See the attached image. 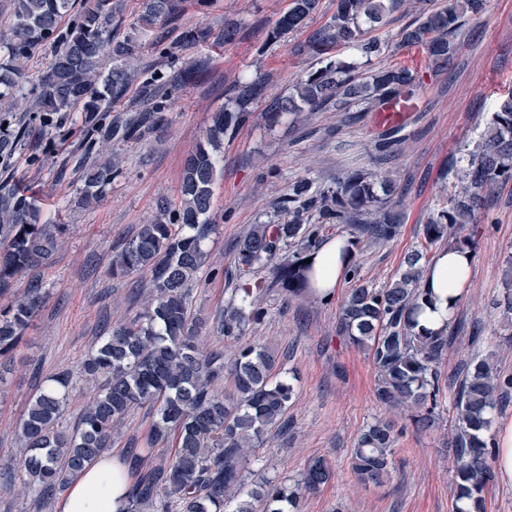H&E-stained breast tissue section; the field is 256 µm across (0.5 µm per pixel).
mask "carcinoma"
<instances>
[{
  "mask_svg": "<svg viewBox=\"0 0 512 512\" xmlns=\"http://www.w3.org/2000/svg\"><path fill=\"white\" fill-rule=\"evenodd\" d=\"M487 0H446L427 9L399 32V45L422 49L437 68L448 66L458 46L454 33L467 15L481 13ZM404 0H336V12L308 41L321 66L298 79L288 95L267 103L263 118L270 127L292 113L334 107L348 112L402 95L419 84L417 72L389 66L358 77L363 63L326 57L334 47H349L368 58L380 49L365 38V25L381 24L400 10ZM318 0H291V7L271 32L275 40L302 29ZM73 0H13L11 35L0 42V100H16L25 91V63L42 46L54 47L47 70L30 89L42 128L54 139L67 116L82 113V123L97 127V116L112 108L133 76L126 60L136 42L120 38L123 0H83L71 13ZM179 0H142L140 21L153 25L178 13ZM67 27L61 23L67 14ZM109 55L112 67L102 70ZM265 82L241 86L231 103L215 113L204 140L185 161L179 206L158 207L154 222L112 259V276L150 274L143 291V311L102 337L79 373L95 383L94 392L73 417L65 404L73 373L65 368L49 376L29 401L19 423L25 453L5 477L0 494L16 485L27 489L29 512H43L49 500L65 492L85 466L112 448L113 435L138 408L147 409L151 424L143 447L131 440L124 463L135 482L128 493V512H299L305 494L319 491L331 471L322 458L307 462L293 484L260 474L248 483V450L268 433L288 434V407L294 387L277 377L276 357L266 348L245 343L233 358L221 349L199 346L206 321L192 311V287L200 281L206 245L217 225L210 223L213 186L223 171L221 141L235 134L264 96ZM107 139L140 136L131 119L101 132ZM24 131L0 128V172L10 175V160ZM117 157L96 161L84 172L80 203L89 205L120 174ZM512 179V94L500 99L481 144L469 153L459 177L461 186L450 205L422 228L418 248L404 258L399 279L376 288L352 289L339 311L338 331L366 350L377 373V400L392 408L416 410L414 423L426 427L439 405V364L455 341L453 328L434 333L418 327L428 302L421 281L429 251L448 243L473 249L460 230L471 223L485 195ZM394 183L374 181L360 170H348L327 191L304 179L288 194V215L256 224L237 244V277L273 265L275 284L289 296L310 293L312 264L325 224L346 225L351 245L387 242L399 232L401 214L392 201ZM317 223H311L312 219ZM0 293L27 271L48 266L60 245L64 225L44 224L40 210L9 193L0 194ZM262 289L233 290L217 317V330L236 342L245 327L265 318ZM46 298L35 282L0 310V360L12 361L24 332ZM231 391L221 389L224 379ZM453 406L456 414L452 447L455 512H484L485 487L493 480L495 452L488 432L492 411L508 398L512 379L498 380L486 358L475 357L457 373ZM397 433L389 421L376 420L360 433L351 454V470L364 485L382 486L391 479L392 447Z\"/></svg>",
  "mask_w": 512,
  "mask_h": 512,
  "instance_id": "1",
  "label": "carcinoma"
}]
</instances>
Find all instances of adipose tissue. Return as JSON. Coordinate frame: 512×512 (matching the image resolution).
I'll use <instances>...</instances> for the list:
<instances>
[{
    "instance_id": "1",
    "label": "adipose tissue",
    "mask_w": 512,
    "mask_h": 512,
    "mask_svg": "<svg viewBox=\"0 0 512 512\" xmlns=\"http://www.w3.org/2000/svg\"><path fill=\"white\" fill-rule=\"evenodd\" d=\"M345 238L336 237L323 243L312 257L317 295L332 296L345 269L342 250ZM473 255L469 251H440L423 276L432 302L425 305L418 323L437 332L451 322L457 301L463 296L470 278ZM130 476L118 458L107 455L89 465L64 494L61 512H126Z\"/></svg>"
}]
</instances>
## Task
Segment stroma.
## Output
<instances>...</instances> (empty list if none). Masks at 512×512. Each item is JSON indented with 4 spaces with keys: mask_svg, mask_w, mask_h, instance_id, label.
Returning <instances> with one entry per match:
<instances>
[{
    "mask_svg": "<svg viewBox=\"0 0 512 512\" xmlns=\"http://www.w3.org/2000/svg\"><path fill=\"white\" fill-rule=\"evenodd\" d=\"M445 0H406L373 36L381 50L370 69L402 65L418 72L422 86L402 123L390 156L378 154L379 129L373 112L326 110L266 128L265 100L287 95L292 84L316 65L309 36L336 10V0H319L305 28L275 42L270 33L291 0H182L178 16L141 28L140 0H127L121 31L138 45L131 61L138 78L109 112L111 126L145 110L144 84L151 74L181 75L179 86L160 88L164 110L145 123L136 141L91 140L82 128L45 139L35 126L31 100L10 106V119L26 139L14 159L10 184L23 198L37 201L42 221L66 227L64 244L51 265L15 278L0 309L23 294L32 278L43 282L47 298L25 333L20 351L0 376V473L16 464L22 450L17 423L41 377L73 368L90 353L107 328L138 310L135 293L141 275L113 277L112 257L150 222L159 202L176 199L183 160L210 126L235 86L254 79L266 83L265 99L236 133L225 139L224 176L214 187L211 219L218 229L209 244L202 278L193 289L194 310L211 316L223 308L242 279L231 278L237 243L253 227L283 214L291 184L313 179L333 187L345 170L393 176L403 214L398 236L385 244L362 242L352 261L360 281L380 287L400 272L406 252L420 242L421 226L450 203L458 169L479 141L498 100L512 93V0H488L485 10L465 16L455 33L458 51L448 67L436 70L415 47L398 44L400 30L421 7ZM235 37L224 41L225 29ZM194 29L206 39L188 41ZM119 158L121 173L98 203H79L78 162L87 152ZM475 242L473 276L453 318L461 330L442 359L443 395L434 425L415 427L407 411L388 410L375 398L377 376L367 352L337 329L339 307L353 288L342 279L333 298L298 300L271 287L261 304L263 322L251 325L244 342L268 344L278 355L283 376L294 387L287 436L269 434L255 453L269 476L296 477L311 458H325L333 479L307 495L301 512H453V396L459 367L476 355H492L500 378H512V322L497 305L503 270L512 261V181L498 185L466 228ZM387 417L398 433L393 446L392 479L380 488L358 484L350 467L356 439L367 423Z\"/></svg>",
    "mask_w": 512,
    "mask_h": 512,
    "instance_id": "1",
    "label": "stroma"
}]
</instances>
